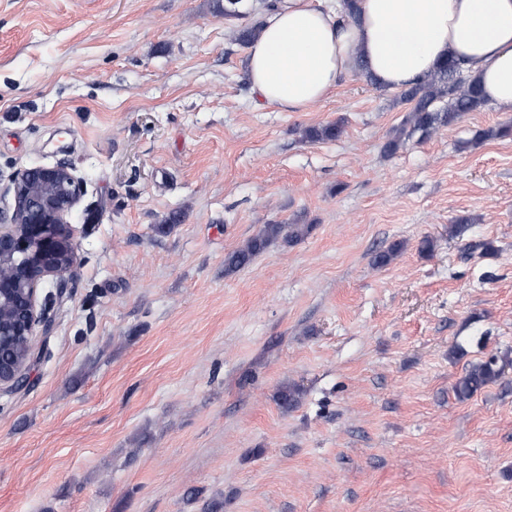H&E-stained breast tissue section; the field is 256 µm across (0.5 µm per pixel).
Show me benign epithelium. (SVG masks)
Here are the masks:
<instances>
[{
	"mask_svg": "<svg viewBox=\"0 0 512 512\" xmlns=\"http://www.w3.org/2000/svg\"><path fill=\"white\" fill-rule=\"evenodd\" d=\"M82 181L66 164L33 166L11 175L12 203L0 206V261L12 273L0 279V300L15 313L0 323V339L17 336L29 346L49 330L55 303L67 290L65 275L80 264L75 229L68 217L82 194ZM38 355L0 361V395L13 394L28 383Z\"/></svg>",
	"mask_w": 512,
	"mask_h": 512,
	"instance_id": "obj_1",
	"label": "benign epithelium"
}]
</instances>
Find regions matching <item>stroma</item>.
<instances>
[{
    "label": "stroma",
    "instance_id": "stroma-1",
    "mask_svg": "<svg viewBox=\"0 0 512 512\" xmlns=\"http://www.w3.org/2000/svg\"><path fill=\"white\" fill-rule=\"evenodd\" d=\"M248 23L0 0V189L59 162L83 181L72 289L0 398V512H512V366L452 391L512 351V112L386 154L398 92L356 72L310 111L258 105ZM267 224L311 231L225 274ZM507 363H512L508 352L503 356H491L487 360L469 365L453 387L455 398L464 401L482 387L498 382L503 375L504 365Z\"/></svg>",
    "mask_w": 512,
    "mask_h": 512
}]
</instances>
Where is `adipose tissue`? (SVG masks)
<instances>
[{
	"instance_id": "1",
	"label": "adipose tissue",
	"mask_w": 512,
	"mask_h": 512,
	"mask_svg": "<svg viewBox=\"0 0 512 512\" xmlns=\"http://www.w3.org/2000/svg\"><path fill=\"white\" fill-rule=\"evenodd\" d=\"M359 8L343 20L317 0H278L247 54L257 101L303 112L334 94L357 62L394 91L450 57L489 103L512 112V0H359Z\"/></svg>"
}]
</instances>
